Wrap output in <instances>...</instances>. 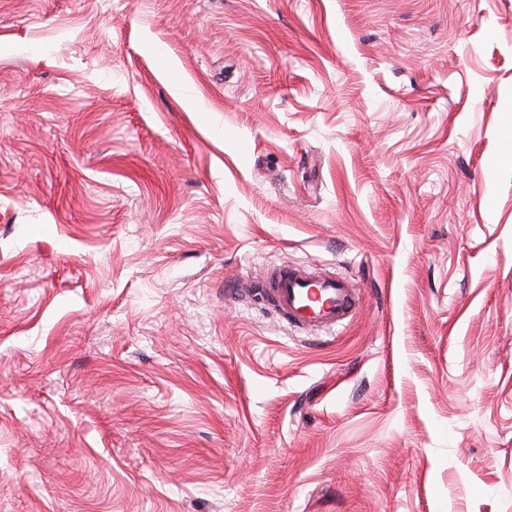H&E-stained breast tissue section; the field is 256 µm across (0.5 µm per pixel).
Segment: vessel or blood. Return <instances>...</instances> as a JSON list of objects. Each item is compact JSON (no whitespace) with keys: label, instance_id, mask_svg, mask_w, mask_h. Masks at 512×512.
<instances>
[{"label":"vessel or blood","instance_id":"1","mask_svg":"<svg viewBox=\"0 0 512 512\" xmlns=\"http://www.w3.org/2000/svg\"><path fill=\"white\" fill-rule=\"evenodd\" d=\"M262 292L290 325L317 331L350 321L360 301L351 281L298 265L267 270Z\"/></svg>","mask_w":512,"mask_h":512}]
</instances>
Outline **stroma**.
Segmentation results:
<instances>
[{
	"mask_svg": "<svg viewBox=\"0 0 512 512\" xmlns=\"http://www.w3.org/2000/svg\"><path fill=\"white\" fill-rule=\"evenodd\" d=\"M0 512H512V0H0ZM263 288L278 314L301 329L331 331L350 321L360 290L344 278L298 265L268 269Z\"/></svg>",
	"mask_w": 512,
	"mask_h": 512,
	"instance_id": "1",
	"label": "stroma"
}]
</instances>
